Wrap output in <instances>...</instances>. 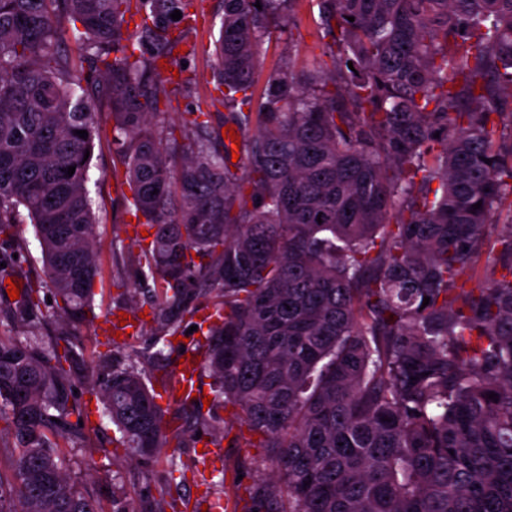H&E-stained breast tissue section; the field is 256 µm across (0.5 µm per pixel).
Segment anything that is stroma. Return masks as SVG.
I'll list each match as a JSON object with an SVG mask.
<instances>
[{
	"label": "stroma",
	"mask_w": 512,
	"mask_h": 512,
	"mask_svg": "<svg viewBox=\"0 0 512 512\" xmlns=\"http://www.w3.org/2000/svg\"><path fill=\"white\" fill-rule=\"evenodd\" d=\"M193 11L195 21L189 40L195 46V54L187 63L192 91L186 96H171L166 118L177 125L187 113H207L212 138L221 146L225 143L223 129L228 124V114L220 93L214 88L212 52L222 3L221 0H196ZM291 39L296 47V67L321 58L325 40L312 20L309 5H302L300 22L292 28ZM112 125L110 112L100 109L99 135L95 140L87 188L97 218L95 233L101 246V266L95 282V317L81 328L85 357L91 365L109 353L122 364L135 361L136 349L150 341L156 328L146 316L151 309V285L136 277L133 266L139 253L137 236L143 226L134 219L128 184L113 175L114 167L119 164V153L112 141ZM2 258L7 264L0 266V279L6 277L25 287L33 277L40 275L41 252L32 224L13 226L11 242H0ZM119 312L136 319L141 334L115 348L109 344L105 331L110 316ZM77 398L87 419V439L75 445L63 444L61 450L71 478L94 492L105 512H126L129 506L163 490L186 499L189 503L186 512H197L202 501L224 498L234 502V512H254L252 487L267 473L268 464L260 449L247 447L238 423L231 419L232 409L222 412L228 420V434L216 451L214 477L201 479L194 465L197 448H185L181 451V460L186 470L172 479L168 476L165 458H158L151 469L145 470L137 459L118 447L119 434L115 426L86 387H79Z\"/></svg>",
	"instance_id": "35a3bbf8"
}]
</instances>
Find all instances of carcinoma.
I'll list each match as a JSON object with an SVG mask.
<instances>
[{"mask_svg": "<svg viewBox=\"0 0 512 512\" xmlns=\"http://www.w3.org/2000/svg\"><path fill=\"white\" fill-rule=\"evenodd\" d=\"M298 2L223 0L214 78L243 135L233 169L204 112L183 121L180 164L160 138L162 101L192 85L162 68L195 54L193 0H0V235L30 221L43 263L9 308L19 335L0 336L15 453L0 512H102L59 448L85 438L80 382L133 456L173 447L171 474L199 430L226 435L218 413L187 415L173 445L145 369L105 356L87 370L91 93L154 229L135 265L158 335L137 356L153 364L199 299H222L189 347L271 463L257 512H512V0H316L328 60L297 71L288 45L257 95L264 45L297 25ZM494 224L497 252L467 290ZM43 288L62 331L37 340L24 331L46 318ZM126 512L180 510L162 491Z\"/></svg>", "mask_w": 512, "mask_h": 512, "instance_id": "cac0c4a2", "label": "carcinoma"}]
</instances>
